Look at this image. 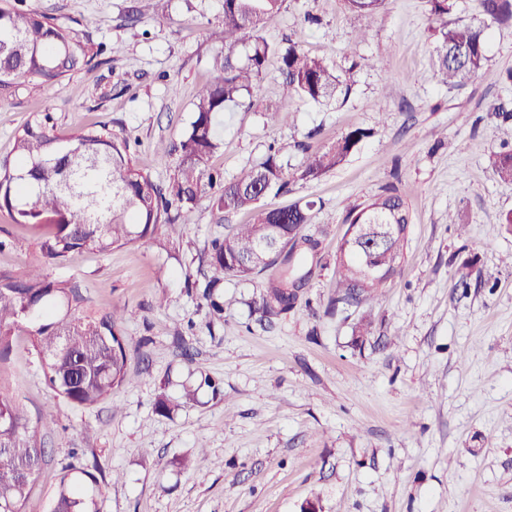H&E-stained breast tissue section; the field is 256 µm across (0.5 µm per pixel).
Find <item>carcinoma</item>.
<instances>
[{"instance_id":"cac0c4a2","label":"carcinoma","mask_w":512,"mask_h":512,"mask_svg":"<svg viewBox=\"0 0 512 512\" xmlns=\"http://www.w3.org/2000/svg\"><path fill=\"white\" fill-rule=\"evenodd\" d=\"M284 0H223L221 39L224 58L216 61L211 80L193 103L194 120L178 141L157 147L160 159L176 156L171 184L162 189L135 169L127 140L106 126L89 127L77 134L57 131L53 117L38 113L26 122L14 141V159L0 161V211L17 224H45L48 231L39 248L46 262L65 261L75 251L107 252L153 235L158 227H177L170 213L193 211L207 198L226 212L248 209L252 219L239 224L222 239H215L206 256L210 276L204 293L224 276L250 277L279 267V284L256 300L268 316L287 311L294 300L288 287H301L311 270L290 263L289 256L272 260L256 270L240 264L258 242L274 236L281 244L306 255L316 243L302 234L311 223L312 204L271 208L262 199L288 187V174L277 152L271 150L259 163L233 180L208 166L220 148L214 118L229 104H237L253 88L271 57L278 59L285 96L321 103L336 95L342 81L320 58L296 44H271L261 30L281 12ZM438 42L434 65L442 81L458 86L485 69V30L471 22L448 23L450 0H428ZM351 12L375 16L385 0H344ZM491 20L512 22V0H483ZM248 48L246 61L234 56L238 46ZM96 53L89 44L51 18L32 10L0 8V98L23 87L60 85L74 72L88 66ZM369 131L355 128L324 152L304 156L296 175L315 180L342 164ZM494 155L496 178L512 182V147ZM348 227L356 224H393L394 230L375 247L369 241L342 237L336 251L340 292L336 303L357 306L363 298H378V291L397 273L408 226L403 197L387 189L365 206L350 208ZM385 266L388 275L368 278L370 266ZM42 302L40 318L31 321L22 313L33 301ZM82 288L54 283L33 271L24 281L0 276V362L7 360L15 336H29L43 374L54 392L68 403L92 407L128 383V344L118 326L132 312L98 314L86 308ZM54 424L51 413L31 424L17 405L0 394V512H23L30 486L45 460L40 433ZM96 476L83 468L60 480L52 512H96L93 492Z\"/></svg>"}]
</instances>
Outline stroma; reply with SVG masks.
<instances>
[{"instance_id": "stroma-1", "label": "stroma", "mask_w": 512, "mask_h": 512, "mask_svg": "<svg viewBox=\"0 0 512 512\" xmlns=\"http://www.w3.org/2000/svg\"><path fill=\"white\" fill-rule=\"evenodd\" d=\"M0 0L49 16L99 50L97 66L59 85L0 100V161L36 112L75 133L107 123L126 139L136 169L167 185L174 161L159 141L181 138L197 89L217 58L221 0ZM317 24L305 23V14ZM449 21L485 27L484 73L457 88L433 67L427 0H387L367 19L343 0H284L265 29L349 72L351 90L323 103L284 99L269 60L248 103L218 121L213 169L232 180L280 150L293 177L274 206L311 204L312 273L292 309L270 319L251 307L274 271L225 277L201 289L214 239L246 223L200 201L179 233L160 228L108 252L45 263L39 224L0 212V274L78 284L94 312L134 311L121 323L131 382L92 408L47 385L38 356L17 337L0 367V392L29 420L53 413L47 461L24 512H51L65 466L97 465V512H512V183L489 158L512 138V23L485 16L482 0H453ZM276 111L269 121L268 111ZM371 135L340 166L296 179L306 151L348 130ZM398 189L411 213L399 273L378 300L336 303V249L346 208ZM466 226L458 234L449 214ZM225 302L214 316L211 300ZM368 320L367 336L356 334ZM218 384L219 393L203 386ZM197 401L183 404L184 387ZM170 413L156 410L159 395Z\"/></svg>"}]
</instances>
